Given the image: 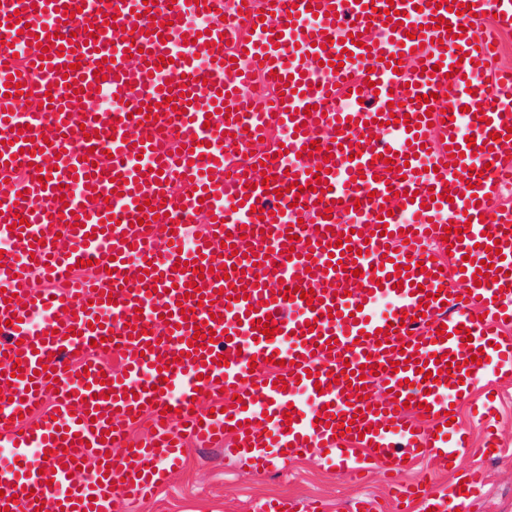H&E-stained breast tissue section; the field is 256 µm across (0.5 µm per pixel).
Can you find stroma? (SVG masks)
<instances>
[{"mask_svg": "<svg viewBox=\"0 0 512 512\" xmlns=\"http://www.w3.org/2000/svg\"><path fill=\"white\" fill-rule=\"evenodd\" d=\"M499 391L498 429L501 451L492 459L471 453L460 468L481 467L486 473L483 497L470 512H512V376L496 378ZM383 465H376L367 481L354 482L349 475L328 468L319 449L277 463L262 476L243 471L217 449H188L184 469L173 475L149 501L130 505L116 499L114 512H260L272 499L306 512L309 503L322 502L325 512H350L355 497L372 498L378 512H397L389 501Z\"/></svg>", "mask_w": 512, "mask_h": 512, "instance_id": "stroma-1", "label": "stroma"}]
</instances>
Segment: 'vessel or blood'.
Wrapping results in <instances>:
<instances>
[{
	"label": "vessel or blood",
	"mask_w": 512,
	"mask_h": 512,
	"mask_svg": "<svg viewBox=\"0 0 512 512\" xmlns=\"http://www.w3.org/2000/svg\"><path fill=\"white\" fill-rule=\"evenodd\" d=\"M436 3L0 0L19 55L0 69V182L29 165L0 194V512H112L191 444L257 473L312 448L357 476L421 457L455 471L469 442L447 410L512 373V69L495 65L512 0ZM258 76L270 97L244 95ZM104 92L120 116L93 110ZM318 137L327 153L303 154ZM63 184L80 198L63 203ZM113 351L123 370L102 362ZM204 397L211 411L194 409ZM135 422L152 432L132 443ZM395 494L401 512H448L427 482Z\"/></svg>",
	"instance_id": "1"
}]
</instances>
